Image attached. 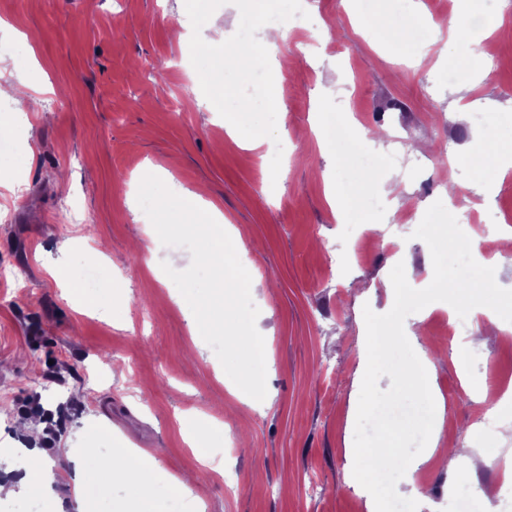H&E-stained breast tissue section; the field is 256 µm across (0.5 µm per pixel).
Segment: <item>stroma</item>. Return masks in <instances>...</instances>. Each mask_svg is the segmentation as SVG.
<instances>
[{
  "label": "stroma",
  "mask_w": 512,
  "mask_h": 512,
  "mask_svg": "<svg viewBox=\"0 0 512 512\" xmlns=\"http://www.w3.org/2000/svg\"><path fill=\"white\" fill-rule=\"evenodd\" d=\"M419 2L372 0L362 13L350 0H0L1 39L40 35L25 74L0 59V82L22 78L31 87L27 99L0 101V135L19 145L0 171V211L10 215L0 223V266L22 268L28 282L20 288L0 276V442L29 445L18 423L35 413L52 440L41 456L56 476L77 461L93 471L89 447L155 459L149 492L127 479L107 491L88 486L96 512H188L194 498L206 512H368L370 494L350 473L359 335L364 308L381 312L386 297L360 286L389 277L398 239L405 265L425 270L430 250L413 233L428 207L443 199L449 178L473 179L472 149L512 143V0H503V22L486 43L492 79L475 91L466 43L437 44L412 29L448 0ZM245 16L293 22L278 57L279 106L254 71L201 37L212 24L239 32ZM376 16L395 34L387 44L369 31ZM179 23L193 33L182 48L170 36ZM402 54L423 63L403 67ZM458 63L453 95L447 72ZM460 97L498 103L489 128L456 118ZM33 106L37 117L17 125L16 113ZM327 116L355 138L390 127L403 149L385 143L370 170L360 160L341 164L321 133ZM228 117L243 138L228 135ZM248 138L258 149L245 147ZM390 171L410 175L408 204L354 207L376 196ZM147 173L174 193L203 192L241 230L235 249L273 350L264 401L242 392L203 338H192L190 308L161 268L184 270L191 255L163 246L133 205ZM487 179L497 186L488 201L454 215L463 232L485 231L492 252L512 217V169ZM335 182L349 197L338 210L328 199ZM344 211L382 226L348 243ZM82 254L98 261L109 303L71 288L64 268ZM425 334L441 352L432 385L455 398L443 414V452L462 441L488 448L489 438L472 430L485 407L467 389L512 388V322L483 349H452L449 338L468 330L439 306ZM184 417L200 420L191 445ZM66 442L68 459L58 453ZM205 449L223 458V470L203 469ZM498 449L499 466L475 475L512 512V439ZM190 470L199 479L172 502L166 489ZM413 473L397 491L413 498L427 486L419 512H458L466 479L433 459Z\"/></svg>",
  "instance_id": "35a3bbf8"
}]
</instances>
